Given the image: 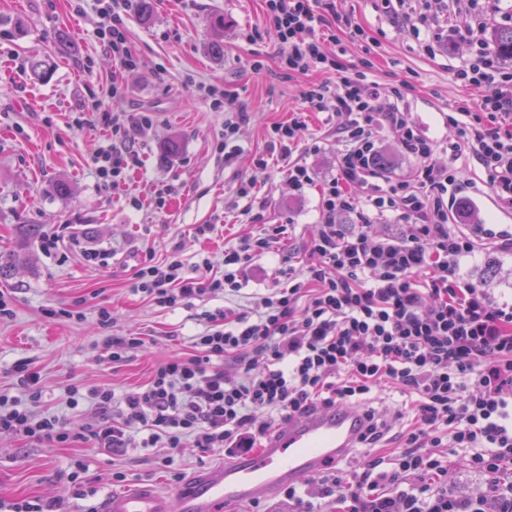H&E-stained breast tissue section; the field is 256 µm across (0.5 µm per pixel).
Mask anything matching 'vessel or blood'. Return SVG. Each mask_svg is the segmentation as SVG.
I'll return each instance as SVG.
<instances>
[{
    "label": "vessel or blood",
    "instance_id": "1",
    "mask_svg": "<svg viewBox=\"0 0 512 512\" xmlns=\"http://www.w3.org/2000/svg\"><path fill=\"white\" fill-rule=\"evenodd\" d=\"M364 428L362 413L343 405L294 418L247 456L202 470L170 492L109 494L101 512H234L335 464L357 447Z\"/></svg>",
    "mask_w": 512,
    "mask_h": 512
}]
</instances>
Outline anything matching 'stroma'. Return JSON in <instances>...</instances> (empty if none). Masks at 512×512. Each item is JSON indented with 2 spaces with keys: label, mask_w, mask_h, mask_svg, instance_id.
I'll return each mask as SVG.
<instances>
[{
  "label": "stroma",
  "mask_w": 512,
  "mask_h": 512,
  "mask_svg": "<svg viewBox=\"0 0 512 512\" xmlns=\"http://www.w3.org/2000/svg\"><path fill=\"white\" fill-rule=\"evenodd\" d=\"M93 8V0H0V261L11 265L0 277V292L11 298L14 309L11 320L0 322V392L22 396L11 370L16 362H32L41 373L44 410L71 427L79 426L83 415L68 408L67 384H109L121 394L144 384L159 363L186 353L190 336L200 330L194 310L154 306L131 291L130 280L145 253L161 260L176 244L189 274L206 278L202 258L220 262L226 245L256 234L257 224L237 198L242 180L255 179L267 222L289 230L278 253L254 259L241 292L217 298V305L245 307L255 294L283 282L288 254L304 259L303 246L319 222V187L294 193L287 163L262 170L255 158L266 148L270 127L288 122L296 112H304L310 132L325 131L324 114L304 111L301 99L303 88L320 76L280 74L269 57L276 34L262 0H152L147 21L137 6H130L123 20L136 67L127 74L100 46ZM336 9L352 14L365 37L358 42L344 36L327 42V49L348 68L370 62L368 77L381 87L402 88L403 106L429 137L443 140L444 114L485 96V87L453 76L471 53L462 36L469 25L465 16L440 17L453 34L431 56L399 23L395 2L387 7L382 0H336ZM215 15L224 18L220 58L208 49ZM250 31L258 32L256 41L247 40ZM64 35L74 44L67 52L59 47ZM33 57L49 64L48 78L31 75ZM257 61L263 64L258 71L253 68ZM117 74L123 75L127 91L113 97L108 90ZM205 84L223 87L248 113L233 157L224 155V115L204 98ZM92 97L105 99L113 112L148 113L153 122L135 135L141 165L107 188L100 185L93 162L104 141L102 123L74 122ZM171 138L179 148L167 157L160 145ZM454 166L470 184L469 211L461 216L460 228L471 236L475 255L464 272L496 297H512V250L503 249L497 237L501 231L512 235V208L497 203L472 154L458 155ZM57 179L71 183L70 196L50 192V182ZM159 189L168 192L163 208L136 210L128 203L130 193L148 196ZM28 224L57 233V251L44 252L40 239H26ZM200 224L215 230L195 235ZM88 248L107 253V264L87 262ZM101 305L111 307L120 333L147 334V347L123 363L103 362L94 346L102 333L95 316ZM49 308L80 310L85 319L50 318ZM79 458L89 466L99 502L117 490L111 480L116 466L128 474L126 488L168 487L149 450L119 456L82 443L57 448L0 437V500L55 497L60 512H83L85 500L73 496L66 482Z\"/></svg>",
  "instance_id": "1"
}]
</instances>
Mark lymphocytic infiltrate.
Returning <instances> with one entry per match:
<instances>
[{
    "label": "lymphocytic infiltrate",
    "instance_id": "lymphocytic-infiltrate-1",
    "mask_svg": "<svg viewBox=\"0 0 512 512\" xmlns=\"http://www.w3.org/2000/svg\"><path fill=\"white\" fill-rule=\"evenodd\" d=\"M130 2L96 0L95 34L126 70L135 66L122 20ZM264 12L278 37L272 54L278 69L326 76L306 86L301 98L332 124L335 173L316 177L294 159L307 129L302 116L267 134L269 147L289 161L294 190L320 186V224L306 245L310 262L289 268L286 285L254 295L248 309L199 311L202 329L191 337L189 352L158 364L143 386L119 395L109 385L89 391L68 385L69 408H89L80 429L41 411L40 373L27 362L14 365L25 396L0 394V436L83 442L112 454L154 448L159 468L177 481L185 442L232 457L313 406L346 404L365 412L366 460L352 472L327 470L315 492L285 488L291 512H322L330 497L336 512H512V480L503 478L512 468V300L497 299L463 275L474 245L451 211L468 183L438 159L444 151L471 152L498 202L512 208V72L478 40L473 58L455 76L488 93L476 108L446 114L451 137L440 144L400 108L401 92L383 91L327 51V27L355 40L364 35L351 15L337 13L335 0H264ZM82 109L109 129L95 158L98 178L110 183L138 167L132 132L150 124V115L115 114L99 99ZM387 135L399 154L416 162L411 178L378 172ZM355 186L360 194H352ZM238 196L261 231L225 248L221 275L205 281L189 276L174 248L160 262L149 253L142 257L132 291L171 309L239 293L246 267L287 227L266 223L253 180L241 182ZM382 218L395 233L374 231ZM96 317L106 331L104 361L121 363L144 347L140 334L112 333L110 307H98ZM383 383L404 397L406 424L400 445L379 456L372 449L386 421L370 401ZM459 456L485 479L484 493H449L448 473Z\"/></svg>",
    "mask_w": 512,
    "mask_h": 512
}]
</instances>
